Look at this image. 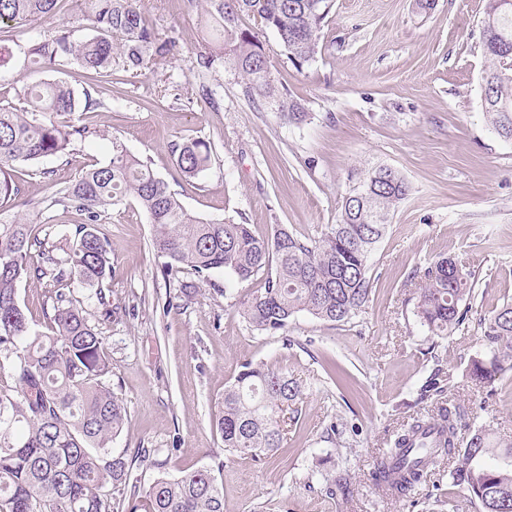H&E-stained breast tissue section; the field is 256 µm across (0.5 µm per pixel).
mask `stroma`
Returning a JSON list of instances; mask_svg holds the SVG:
<instances>
[{
    "instance_id": "1",
    "label": "stroma",
    "mask_w": 512,
    "mask_h": 512,
    "mask_svg": "<svg viewBox=\"0 0 512 512\" xmlns=\"http://www.w3.org/2000/svg\"><path fill=\"white\" fill-rule=\"evenodd\" d=\"M144 2L154 29L176 40L160 68L116 66L107 76L75 63L31 70L23 54L30 37L61 23L82 27L84 0H61L54 20L12 31L0 108L18 106V90L40 79L96 87L100 101L76 113L91 134L70 154L11 169L20 194L8 212L29 216L35 235L54 244L74 235L84 217L55 204L56 190L107 161L116 139L150 161L189 214L249 224L259 234L283 224L321 237L354 188V171L388 165L412 190L373 255L366 310L344 324L301 312L284 337L253 331L236 312L262 278L240 283L214 272L204 279L187 266L166 273L139 204L129 198L107 207L96 229L112 251L109 303L90 290L75 294L103 337L104 382L126 408L112 452L131 461V482L143 491L156 478L208 467L224 488V512H476L447 465L431 466L413 506L381 499L369 472L403 424L442 402L459 407L471 428L490 424L512 436V373L492 396L468 376L470 358L487 350L480 316L512 303V143L491 131L481 105L486 0H437L427 15L415 0H335L315 57L300 69L272 31L258 30L281 95L309 114L299 126L280 122L272 105L253 104L234 68L197 69L199 7ZM189 138L212 148L208 170L194 179L180 174L171 154ZM443 255L471 272L474 293L465 324L433 360L414 297ZM247 359L287 371L302 389L280 450L263 463L230 455L213 427L224 387ZM334 365L353 395L330 377ZM437 367L452 374L451 390L419 400ZM333 424L339 432L331 436Z\"/></svg>"
}]
</instances>
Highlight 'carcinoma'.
<instances>
[{"instance_id": "1", "label": "carcinoma", "mask_w": 512, "mask_h": 512, "mask_svg": "<svg viewBox=\"0 0 512 512\" xmlns=\"http://www.w3.org/2000/svg\"><path fill=\"white\" fill-rule=\"evenodd\" d=\"M61 0H0L3 28L53 18ZM84 20L92 34L78 38L72 27L38 35L27 48L38 69L76 63L97 74L120 64L126 70L168 63L175 39L161 37L147 22L142 0H86ZM333 0H205L206 19L196 53L197 68L213 71L230 64L245 77V93L258 105L277 103L285 124H301L308 113L280 98L263 43L241 26L245 16L274 32L298 67L311 61ZM481 36L490 64L483 76L482 105L492 130L512 140V2L487 0ZM95 90L77 95L63 81L25 85L21 106L0 108V208L20 189L4 166L63 155L88 134L69 116L91 112ZM64 116V121L52 117ZM177 169L195 178L207 170L211 148L189 139L173 150ZM380 166L357 177L335 224L310 238L272 225L265 235L232 220H201L190 215L168 183L147 160L112 139V157L56 190L59 202L84 215L72 244L57 246L31 236L19 216L0 218V352L13 355L14 386H0V512H112L107 485L126 486L130 465L113 455L126 410L102 382L109 373L103 339L74 298V286L94 291L106 304L112 254L94 225L104 209L134 198L155 227L152 245L167 269L186 265L200 277L224 271L239 282L264 276L262 288L238 302L237 312L253 330L281 335L299 312L326 322H348L363 312L373 291L372 255L384 239L392 213L411 192L395 169ZM39 262H32V249ZM49 282L52 334L32 332L18 296L27 278ZM473 293L471 274L442 257L425 273L414 313L430 335L444 339L458 330L468 310L461 303ZM489 346L469 361V373L494 391L512 371V304L479 319ZM451 379L438 369L423 393L441 396ZM298 381L283 370L248 360L215 415L224 450L262 462L281 448L283 413L301 396ZM25 424L20 435L17 425ZM458 409L440 407L394 434L373 463L371 482L382 497L409 501L429 476L428 468L455 460L452 483L469 493L477 512H512V439L495 436L489 425L462 436ZM129 512H224V491L212 469L159 478L141 494L130 493Z\"/></svg>"}]
</instances>
